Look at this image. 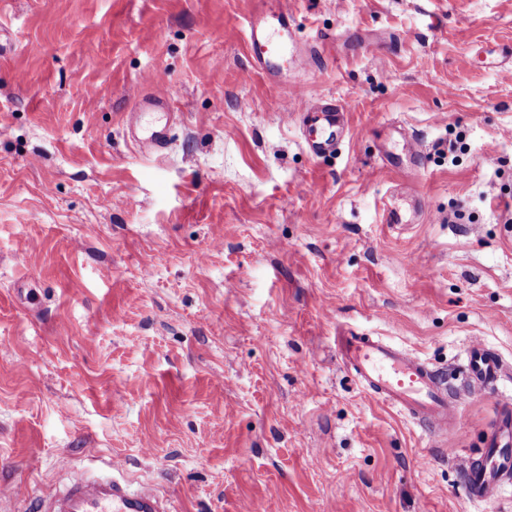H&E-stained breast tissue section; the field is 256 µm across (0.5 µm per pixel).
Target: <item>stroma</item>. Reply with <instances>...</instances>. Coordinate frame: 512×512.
Instances as JSON below:
<instances>
[{"instance_id":"stroma-1","label":"stroma","mask_w":512,"mask_h":512,"mask_svg":"<svg viewBox=\"0 0 512 512\" xmlns=\"http://www.w3.org/2000/svg\"><path fill=\"white\" fill-rule=\"evenodd\" d=\"M259 6L0 0V487L27 489L0 512L114 461L169 512H512V479L477 501L460 469L512 401V0H280L326 43L284 80L247 53ZM160 72L144 155L124 126ZM295 83L348 107L334 153ZM352 329L454 390L475 342L509 375L436 438L363 391ZM155 84L159 90L154 94H141L139 91L133 93V97L136 98L139 106L143 107H167L169 108L174 103V96L172 91L167 88L166 81L163 77H157ZM133 141L143 153L151 154L164 149L168 145V129L166 125L157 124L141 137L131 135Z\"/></svg>"}]
</instances>
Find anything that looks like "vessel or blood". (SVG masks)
Listing matches in <instances>:
<instances>
[{
    "label": "vessel or blood",
    "mask_w": 512,
    "mask_h": 512,
    "mask_svg": "<svg viewBox=\"0 0 512 512\" xmlns=\"http://www.w3.org/2000/svg\"><path fill=\"white\" fill-rule=\"evenodd\" d=\"M297 42L294 20L280 9L266 8L253 13L246 33V47L253 65L271 76L286 74L288 57ZM156 93L137 95L143 107H167L172 91L164 78H156ZM296 108L303 116V137L308 150L321 156L335 150L349 134L347 109L331 99L313 101L292 86ZM141 152L151 154L168 144L166 125H155L136 138ZM340 350L363 390L389 405L405 410L422 422L431 434L458 426L460 396L449 393L442 374L433 370L415 354L392 345L377 336L350 332L341 336ZM467 369L471 394L478 395L505 371L502 360L484 347L468 351ZM512 439V415L505 416L501 432L492 437L481 464L463 460L461 469L471 497H493L503 481L512 474V448L504 442ZM40 512H166L162 498L154 493H134L117 480L81 478L62 492L44 499Z\"/></svg>",
    "instance_id": "1"
}]
</instances>
